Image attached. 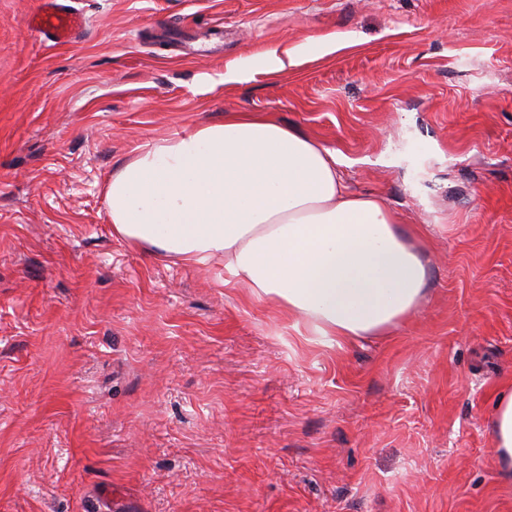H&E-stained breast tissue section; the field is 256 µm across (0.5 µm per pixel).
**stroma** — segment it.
Wrapping results in <instances>:
<instances>
[{
  "mask_svg": "<svg viewBox=\"0 0 512 512\" xmlns=\"http://www.w3.org/2000/svg\"><path fill=\"white\" fill-rule=\"evenodd\" d=\"M65 2L88 25L57 45L0 0V512H512V0ZM230 112L342 152L421 234L393 335L300 342L223 265L113 236L132 150ZM298 54L299 46H293L286 49L283 55H278L275 52L259 54L250 60L252 67H236L235 69L225 71L224 75H220V82H224V84H226L237 81L245 71L255 67L266 71L282 70L286 68L288 63L290 64ZM491 428L493 446L502 463L505 479L512 483V388L503 389L496 395Z\"/></svg>",
  "mask_w": 512,
  "mask_h": 512,
  "instance_id": "1",
  "label": "stroma"
}]
</instances>
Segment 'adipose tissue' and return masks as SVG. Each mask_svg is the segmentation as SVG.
<instances>
[{"instance_id":"obj_1","label":"adipose tissue","mask_w":512,"mask_h":512,"mask_svg":"<svg viewBox=\"0 0 512 512\" xmlns=\"http://www.w3.org/2000/svg\"><path fill=\"white\" fill-rule=\"evenodd\" d=\"M339 166L274 117L232 112L132 152L105 187L112 233L187 266L223 261L225 285L288 313L300 339L387 336L424 299V250ZM491 428L512 481V388L496 395Z\"/></svg>"}]
</instances>
